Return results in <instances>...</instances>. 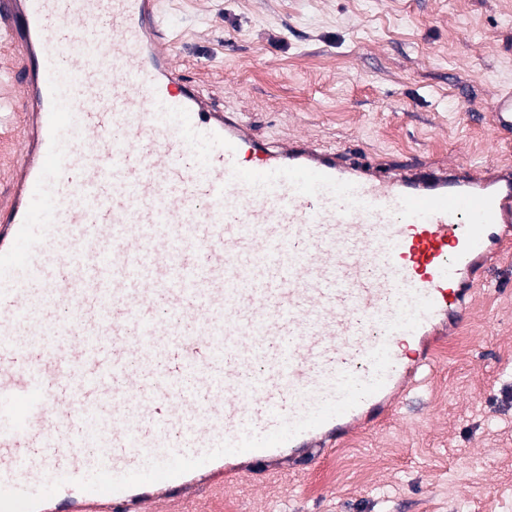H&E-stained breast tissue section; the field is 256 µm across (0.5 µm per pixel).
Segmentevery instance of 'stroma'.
I'll use <instances>...</instances> for the list:
<instances>
[{
	"label": "stroma",
	"mask_w": 512,
	"mask_h": 512,
	"mask_svg": "<svg viewBox=\"0 0 512 512\" xmlns=\"http://www.w3.org/2000/svg\"><path fill=\"white\" fill-rule=\"evenodd\" d=\"M174 63L266 141L296 135L397 169L512 166L493 92L512 86V0H167ZM379 425L314 468L280 461L224 489V512H512V252Z\"/></svg>",
	"instance_id": "35a3bbf8"
}]
</instances>
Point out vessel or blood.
<instances>
[{"label": "vessel or blood", "mask_w": 512, "mask_h": 512, "mask_svg": "<svg viewBox=\"0 0 512 512\" xmlns=\"http://www.w3.org/2000/svg\"><path fill=\"white\" fill-rule=\"evenodd\" d=\"M163 0H0V512H202L383 422L512 242V169L259 140ZM512 130V88L490 100Z\"/></svg>", "instance_id": "obj_1"}]
</instances>
